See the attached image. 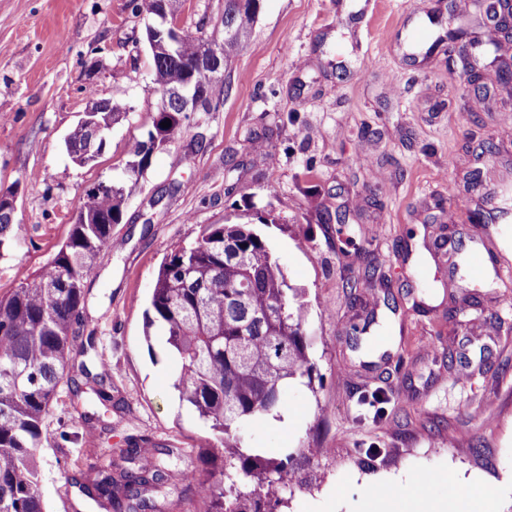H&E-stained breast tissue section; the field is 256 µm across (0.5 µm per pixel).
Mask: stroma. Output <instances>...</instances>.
Listing matches in <instances>:
<instances>
[{"mask_svg":"<svg viewBox=\"0 0 512 512\" xmlns=\"http://www.w3.org/2000/svg\"><path fill=\"white\" fill-rule=\"evenodd\" d=\"M454 2L260 0L220 108L188 113L129 184L112 229L122 246L85 284L96 344L81 360L111 373L126 409L105 416L108 434L78 436L57 419L89 402L60 391L37 451L47 512H101L61 477L76 447L86 472L105 449L123 467L132 437L199 467L213 432L180 401L145 310L171 246L224 222L265 237L308 301L314 383L284 384L280 416L247 430L263 456L294 454L301 482L282 512H376L388 489L405 491L401 512L453 495L512 512V280L500 276L512 267V62L491 51L472 80L447 40L458 17L481 40L512 42V28ZM147 22L130 0H0V191L15 195L19 237L0 257V297L47 262L87 191L151 128ZM94 99L130 112L80 166L64 139ZM478 209L499 218L471 223Z\"/></svg>","mask_w":512,"mask_h":512,"instance_id":"35a3bbf8","label":"stroma"}]
</instances>
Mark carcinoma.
Instances as JSON below:
<instances>
[{"instance_id":"carcinoma-1","label":"carcinoma","mask_w":512,"mask_h":512,"mask_svg":"<svg viewBox=\"0 0 512 512\" xmlns=\"http://www.w3.org/2000/svg\"><path fill=\"white\" fill-rule=\"evenodd\" d=\"M258 2L224 4L223 74L207 88L219 105L228 92L225 74L249 38ZM157 18L146 25L152 52L153 83L159 92L179 91L190 83L191 67L204 41L200 28L182 27L168 41L152 36ZM68 133V155L90 160L105 148L114 125L128 107L104 102ZM165 144L160 122L153 121L143 140L134 142V160L117 178L87 191V200L71 230L40 271L19 279L0 297V512H44L36 455L47 434L61 384L85 391L101 403L112 396L100 388L112 384L104 373L83 389L86 377L75 357L84 350L87 321L85 281L97 269L101 253L112 250V226L122 221L128 193L125 183L138 180L154 151ZM0 193V257L14 247L13 208ZM305 291L288 285L267 241L248 224H206L194 243L176 244L167 254L145 312V328L166 336L175 359L174 388L210 428L224 435V455L202 458L210 477L197 482L205 512H277L283 492L294 485L293 454L268 459L246 446L243 425L275 416L282 406L281 386L307 379L313 388L311 341L304 328ZM136 442L122 450L128 466L114 471L108 463L88 478L74 459L65 463L66 482L81 483L105 512H153L150 493L166 479V463H141Z\"/></svg>"}]
</instances>
